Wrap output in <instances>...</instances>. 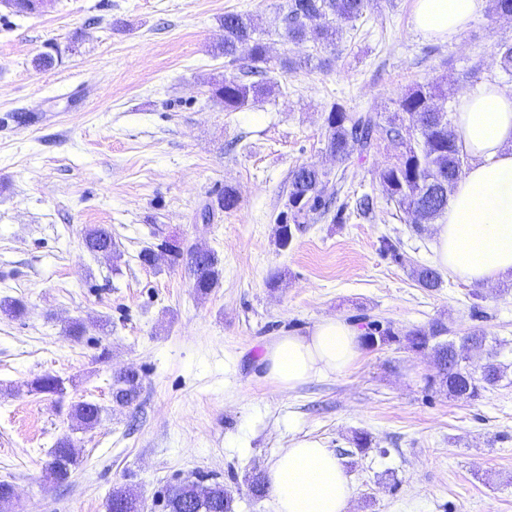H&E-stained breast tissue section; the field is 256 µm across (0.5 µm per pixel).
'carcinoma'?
<instances>
[{"mask_svg": "<svg viewBox=\"0 0 512 512\" xmlns=\"http://www.w3.org/2000/svg\"><path fill=\"white\" fill-rule=\"evenodd\" d=\"M369 0H288L282 17L284 37L289 43L311 42L325 49L336 46L343 27L359 20ZM221 54L227 65L245 62L244 74L265 75L271 70L267 46L259 34L258 25L249 13L224 14V42ZM274 84L267 81L244 82L238 75L224 77L215 84L213 96L224 103V110L233 112L270 95ZM448 89L430 83L417 84L399 100L397 111L384 117L379 112H348L338 104L331 107L325 118V146L336 163L343 164L353 154L367 156L379 140H390L400 148L396 161L375 172L376 180L399 209H416L415 224H432L448 210V200L460 181L467 156L459 144V135L448 116L445 104ZM337 188L328 173L310 165H301L291 172L285 209L277 216L276 242L291 243L296 234L306 230L310 216L329 211ZM84 244L93 254L113 253L112 231L93 226L84 231ZM221 260L212 253L192 269L193 288L200 295L217 287ZM413 275L420 287L434 290L441 287V277L435 269L419 266ZM448 325L434 320L426 326L414 327L403 333L379 323L368 324L363 333V345L397 343L411 351H428L437 368L438 384L458 399L473 400L480 390L498 386L503 378L501 364L496 362L497 349L487 346L486 336L478 331L461 337L460 344L444 339ZM485 355L486 370L475 379L463 364V351ZM33 391L64 402L66 382L58 375L45 374L31 383ZM141 393V379L133 369L116 372L112 380V403L130 407ZM70 418L77 426L93 427L100 407L78 401L68 406ZM72 440L64 436L57 440L45 465L46 476L59 483L68 482L77 459L68 454ZM198 482L186 480L179 490L170 491L164 499L166 512H232L233 499L224 485L215 482L203 494ZM144 499L129 487L119 489L117 496H108L106 512H141Z\"/></svg>", "mask_w": 512, "mask_h": 512, "instance_id": "1", "label": "carcinoma"}]
</instances>
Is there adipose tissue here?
<instances>
[{
	"instance_id": "ef3b65f1",
	"label": "adipose tissue",
	"mask_w": 512,
	"mask_h": 512,
	"mask_svg": "<svg viewBox=\"0 0 512 512\" xmlns=\"http://www.w3.org/2000/svg\"><path fill=\"white\" fill-rule=\"evenodd\" d=\"M485 0H415L413 22L431 38L453 40L480 14ZM460 144L471 163L434 229L437 262L479 284L512 275V93L481 84L456 112ZM362 347L359 329L339 317L319 320L305 334H284L265 346L267 377L290 392L350 368ZM274 512H348L352 484L336 453L299 438L269 463Z\"/></svg>"
}]
</instances>
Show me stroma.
<instances>
[{
	"label": "stroma",
	"instance_id": "1",
	"mask_svg": "<svg viewBox=\"0 0 512 512\" xmlns=\"http://www.w3.org/2000/svg\"><path fill=\"white\" fill-rule=\"evenodd\" d=\"M413 9L372 0L332 51L284 40L286 0H49L34 15L0 16V299L27 307L0 314V479L17 487L18 512H105L120 486L163 512L166 487L201 476L224 484L234 512H273L244 476L302 437L336 452L354 489L349 512H512V279L480 285L445 270L441 288H420L411 270L435 266L433 231H415L374 178L395 147L381 141L342 165L325 151L336 103L386 114L408 88L440 83L452 110L482 82L512 91L496 56L512 43V19L482 11L448 42L417 31ZM230 11L256 17L271 57L317 66L274 70L275 93L225 111L212 97L228 72L214 48ZM52 43L58 60L35 68ZM302 164L328 172L337 213L313 216L283 250L276 217ZM227 186L237 208L202 223ZM366 194L375 210L364 219L356 201ZM91 225L111 228L114 257L86 251ZM166 238L215 251L218 287L201 297L184 266L142 265L140 251ZM387 239L397 255L384 253ZM277 271L286 277L269 287ZM329 316L483 330L506 376L456 399L429 387V354L394 344L275 391L265 344ZM74 320L85 325L78 340L65 333ZM127 367L142 391L122 409L112 374ZM46 373L75 379L71 397L100 406L94 428L32 392ZM64 436L78 465L54 485L44 466Z\"/></svg>",
	"mask_w": 512,
	"mask_h": 512
}]
</instances>
